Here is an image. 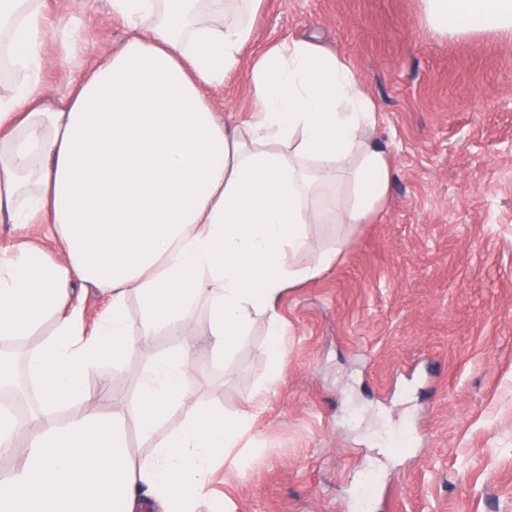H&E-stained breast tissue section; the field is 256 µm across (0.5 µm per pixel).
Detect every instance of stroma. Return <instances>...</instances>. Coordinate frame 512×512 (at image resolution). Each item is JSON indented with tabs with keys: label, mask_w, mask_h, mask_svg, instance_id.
Returning <instances> with one entry per match:
<instances>
[{
	"label": "stroma",
	"mask_w": 512,
	"mask_h": 512,
	"mask_svg": "<svg viewBox=\"0 0 512 512\" xmlns=\"http://www.w3.org/2000/svg\"><path fill=\"white\" fill-rule=\"evenodd\" d=\"M43 11L82 27L44 40L53 102L125 31L106 0ZM313 35L376 107L389 190L364 223L307 225L296 265L338 256L281 298L279 363L260 315L223 360L195 352L198 407L254 412L211 488L227 512H512V30L439 31L423 0H264L247 54ZM207 94L250 120L245 71ZM170 347L139 339L116 391Z\"/></svg>",
	"instance_id": "35a3bbf8"
}]
</instances>
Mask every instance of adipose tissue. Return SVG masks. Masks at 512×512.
<instances>
[{"label":"adipose tissue","instance_id":"obj_1","mask_svg":"<svg viewBox=\"0 0 512 512\" xmlns=\"http://www.w3.org/2000/svg\"><path fill=\"white\" fill-rule=\"evenodd\" d=\"M263 2L110 0L123 43L48 102L42 0H0V48L15 73L0 96V224L46 226L59 246H0L1 384L18 364L13 349L41 338L20 363L37 410L27 450L0 479V512H195L253 413L193 406V308L206 304L218 357L266 314L279 360L281 295L337 256L296 266L311 248L306 225L360 224L382 205L391 166L370 142L376 109L335 52L312 39L269 47L247 70L245 126L227 125L207 98L239 68ZM424 2L444 32L512 29V0ZM344 180L351 196L339 208L331 190ZM77 281L103 301L93 322ZM160 331L174 345L151 359L126 409L90 406L111 398L137 337ZM106 364L111 376L88 389ZM74 402L83 411L61 416ZM179 407L187 416L172 422ZM130 419L150 455L130 453Z\"/></svg>","mask_w":512,"mask_h":512}]
</instances>
